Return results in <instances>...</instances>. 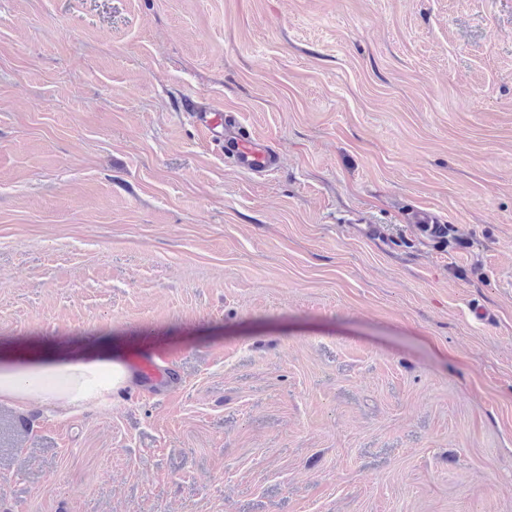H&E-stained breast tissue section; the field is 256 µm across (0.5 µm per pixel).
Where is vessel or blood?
Masks as SVG:
<instances>
[{
  "instance_id": "1",
  "label": "vessel or blood",
  "mask_w": 512,
  "mask_h": 512,
  "mask_svg": "<svg viewBox=\"0 0 512 512\" xmlns=\"http://www.w3.org/2000/svg\"><path fill=\"white\" fill-rule=\"evenodd\" d=\"M186 110L193 124L219 146L235 166L255 174L274 169L276 156L269 142L241 126L233 113L194 101L188 102ZM407 221L425 238L435 240L445 236L446 226L433 211L413 210L408 213Z\"/></svg>"
}]
</instances>
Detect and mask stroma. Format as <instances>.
<instances>
[{"mask_svg": "<svg viewBox=\"0 0 512 512\" xmlns=\"http://www.w3.org/2000/svg\"><path fill=\"white\" fill-rule=\"evenodd\" d=\"M108 332L0 512H512V0H0V341ZM193 124L231 158L233 164L245 171L260 174L275 168L276 156L269 142L240 125L232 112L188 102ZM232 132V135L229 133ZM408 224H415L419 233L428 239L445 237L446 224L435 212L427 209H416L407 214Z\"/></svg>", "mask_w": 512, "mask_h": 512, "instance_id": "1", "label": "stroma"}]
</instances>
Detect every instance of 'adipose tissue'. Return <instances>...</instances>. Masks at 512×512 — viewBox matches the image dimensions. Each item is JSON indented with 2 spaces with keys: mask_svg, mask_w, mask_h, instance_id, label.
<instances>
[{
  "mask_svg": "<svg viewBox=\"0 0 512 512\" xmlns=\"http://www.w3.org/2000/svg\"><path fill=\"white\" fill-rule=\"evenodd\" d=\"M134 374L109 336L48 338L29 350H0V402L56 408L104 407Z\"/></svg>",
  "mask_w": 512,
  "mask_h": 512,
  "instance_id": "adipose-tissue-1",
  "label": "adipose tissue"
}]
</instances>
